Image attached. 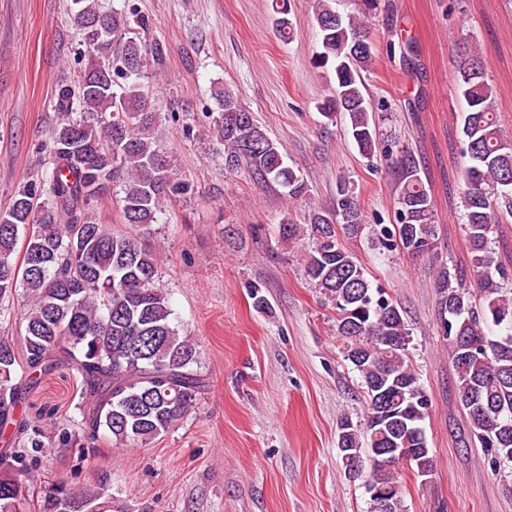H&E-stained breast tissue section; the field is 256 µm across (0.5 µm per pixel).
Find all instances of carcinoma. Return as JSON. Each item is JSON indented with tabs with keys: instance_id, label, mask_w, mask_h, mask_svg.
I'll return each instance as SVG.
<instances>
[{
	"instance_id": "cac0c4a2",
	"label": "carcinoma",
	"mask_w": 512,
	"mask_h": 512,
	"mask_svg": "<svg viewBox=\"0 0 512 512\" xmlns=\"http://www.w3.org/2000/svg\"><path fill=\"white\" fill-rule=\"evenodd\" d=\"M88 63L77 87L61 83L55 105L61 120L50 131L52 168L42 181L18 191L0 214V298L23 288L22 349L0 338V512H27L33 496L32 466L44 448L85 446L100 431L113 445L142 448L167 432L195 407L208 387L196 368L192 337L171 325L167 296L154 288L160 253L148 241V227L165 204L194 193V183L176 171L175 160L157 145V113L140 83L148 65L162 59V44L143 39L149 18L133 11L104 12L98 0H72ZM276 30L283 41L294 37L287 0H275ZM319 29L320 67L331 66L334 84L320 106L328 121L342 114L359 154L394 173L396 224L382 225L377 239L388 251L432 261L437 296V328L448 344L458 397L466 411L471 438L497 467L512 465V267L502 264L493 235L512 217V137L505 134L494 107L487 62L478 53L463 55L455 83L461 112L463 154L470 165L460 186L468 265L436 252L439 225L429 186L414 154L385 142L372 103L364 94L363 73L376 60L372 32L352 15L336 10V0H314ZM404 69H417L411 37L399 42ZM216 109L208 113L210 136L224 147V165L287 190L295 202L308 192L304 178L241 105L231 88L213 92ZM121 182L118 199L130 230L99 224L90 206ZM364 216L350 181L336 182L333 207L309 211L305 222L285 215L280 237L310 241L303 254L311 285L336 310V336L344 360L362 378L367 419L364 426L343 418L338 425L339 453L359 460L347 477L363 482L371 512H405L399 463H384L375 449L396 439L407 449L410 470L434 472L422 422L430 402L409 358L410 329L401 308L375 286L340 235L360 236ZM23 259L14 260L18 245ZM478 290L467 286V269ZM66 364L81 379L79 419L45 427L23 408L25 395L41 377ZM72 500L80 512H130L115 506L103 481L75 491L60 480L39 504L53 512L50 500Z\"/></svg>"
}]
</instances>
